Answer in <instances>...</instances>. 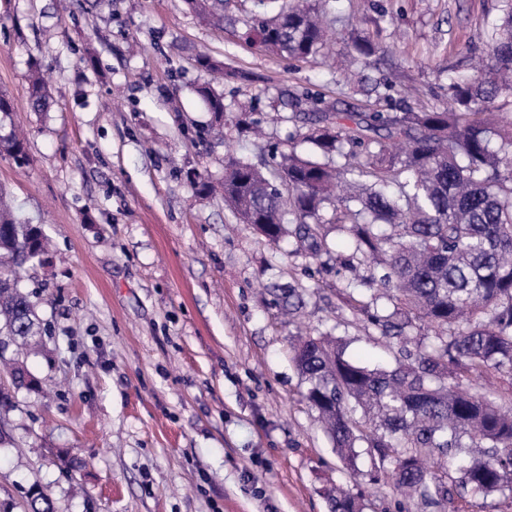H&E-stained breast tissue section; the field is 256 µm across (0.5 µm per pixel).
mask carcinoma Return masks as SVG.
<instances>
[{"instance_id": "obj_1", "label": "carcinoma", "mask_w": 512, "mask_h": 512, "mask_svg": "<svg viewBox=\"0 0 512 512\" xmlns=\"http://www.w3.org/2000/svg\"><path fill=\"white\" fill-rule=\"evenodd\" d=\"M224 29L229 0H185ZM488 32L483 65L473 74L448 72L452 107L400 113L341 112L308 91L296 97L312 111L302 140L324 157L280 153L271 168L229 157L224 202L243 224L270 242L292 235L310 255L332 252L323 226L350 235L351 270L371 301L347 293L352 310L375 328L377 343L399 345L390 368H370L345 356L341 340L306 336L291 344L292 360L338 454L357 468L356 448H368L362 475L391 480L421 512H442L466 493L473 498L512 490V414L496 397L463 385L473 373H512V123L498 122L512 106V0ZM245 43L297 59L321 55L327 26L311 0H257ZM353 60L376 47L351 37ZM29 107L46 112L51 95L31 66ZM200 95L215 126L224 125V95ZM0 150L19 165L25 140L0 135ZM45 253L41 229L0 208V336L17 347L40 342L42 329L21 272ZM428 328V346L407 349L411 329ZM361 411V418L353 413ZM475 448L458 476H437L429 464ZM332 512H364L361 497L340 489ZM30 512H54L34 490Z\"/></svg>"}]
</instances>
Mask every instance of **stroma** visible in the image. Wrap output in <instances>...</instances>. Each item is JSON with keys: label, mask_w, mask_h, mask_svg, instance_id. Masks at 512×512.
<instances>
[{"label": "stroma", "mask_w": 512, "mask_h": 512, "mask_svg": "<svg viewBox=\"0 0 512 512\" xmlns=\"http://www.w3.org/2000/svg\"><path fill=\"white\" fill-rule=\"evenodd\" d=\"M336 38L380 47L351 75L238 40L256 6L230 0L215 29L184 0H0V131L23 130L25 165L0 153V188L50 240L26 268L43 328L23 355L33 389L0 415V512H27L37 487L56 512H330L326 488L363 497L365 512H416L393 483L368 485L367 454L347 466L303 398L289 357L299 330L328 334L374 366L392 354L345 303L347 232L329 227L318 258L238 223L219 196L224 160L259 165L274 149L313 154L292 96L321 94L368 112L392 82L402 100L448 103V73L469 72L500 0H319ZM206 54L224 64L207 71ZM40 64L54 105L31 111ZM223 93L224 137L199 138L211 114L197 90ZM253 102L263 135L237 129ZM303 304L283 312L273 287Z\"/></svg>", "instance_id": "obj_1"}]
</instances>
